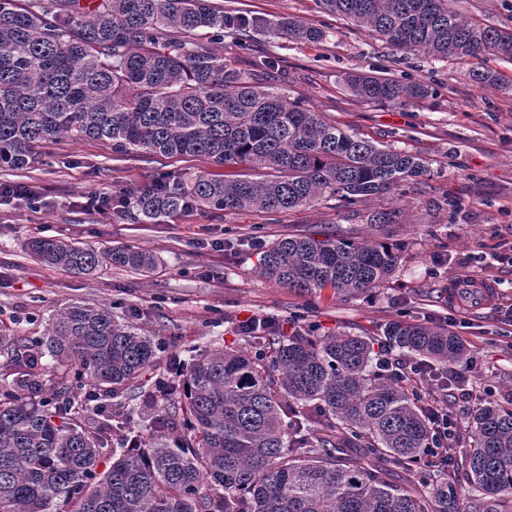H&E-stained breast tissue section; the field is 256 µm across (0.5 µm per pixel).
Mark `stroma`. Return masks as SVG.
Wrapping results in <instances>:
<instances>
[{
  "label": "stroma",
  "instance_id": "35a3bbf8",
  "mask_svg": "<svg viewBox=\"0 0 512 512\" xmlns=\"http://www.w3.org/2000/svg\"><path fill=\"white\" fill-rule=\"evenodd\" d=\"M225 10L267 19L293 16L326 28L318 44H291L254 33L250 49L224 39V59L246 67L267 56L288 75V92L328 122L380 144L422 157V183L351 207L331 200L284 213H224L202 209L164 224L85 209L91 193L136 189L164 172H217L210 159L113 151L110 144L62 140L39 163L0 168V182L27 186V199L0 200V321L28 345L45 333L63 306H111L160 345L166 368L214 346L252 351L242 322L272 319L278 335L313 337L349 332L380 340L390 322L445 325L470 349L453 368L434 366L421 389L423 404L447 410L467 432L478 405L512 397V95L473 87L459 66L430 63L388 47L360 27L323 9L320 0H216ZM363 70L431 85L432 97L406 105L366 103L346 88V73ZM397 211L395 224L365 223L374 210ZM288 234L339 235L400 244L402 260L380 288L343 300L333 288L314 293L279 286L261 276L259 257ZM33 237L65 238L99 248L134 245L158 260L153 274L104 267L91 275L53 269L25 250ZM493 285L487 306H454L448 285L460 278ZM463 374L448 390L449 372Z\"/></svg>",
  "mask_w": 512,
  "mask_h": 512
}]
</instances>
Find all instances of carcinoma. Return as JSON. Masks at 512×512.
Returning a JSON list of instances; mask_svg holds the SVG:
<instances>
[{
  "label": "carcinoma",
  "mask_w": 512,
  "mask_h": 512,
  "mask_svg": "<svg viewBox=\"0 0 512 512\" xmlns=\"http://www.w3.org/2000/svg\"><path fill=\"white\" fill-rule=\"evenodd\" d=\"M321 2L406 54L512 59V27L463 17L453 0ZM263 29L291 42L328 37L290 16L270 21L212 0H0V166L26 168L67 138L267 170L259 180L170 172L118 192L113 202L137 224L198 209L355 205L420 181V156L328 122L288 94V77L272 61L237 68L215 49L226 34L245 48ZM466 76L512 94V76L480 66ZM344 82L363 102L431 95L423 82L367 72ZM26 249L75 274L105 264L155 267L137 247L34 238ZM400 260L398 244L295 234L263 251L260 273L283 287L357 298L384 284ZM389 343L443 365L468 355L448 329L423 323H390L380 348ZM373 345L345 332L284 339L271 330L252 354L205 349L146 386L154 338L106 305H67L29 354L11 359L17 378L0 389V512H457L456 489L426 468L424 493L392 481L395 470L425 462L439 440L416 392L373 369ZM78 384L113 407L91 417L70 397ZM133 397L151 427L138 448L126 447L117 413ZM300 419L316 424L317 435L289 434ZM471 432L467 448L448 437L435 464L464 468L480 490L466 512H512V407L485 403ZM104 455L112 466L100 477Z\"/></svg>",
  "instance_id": "obj_1"
}]
</instances>
